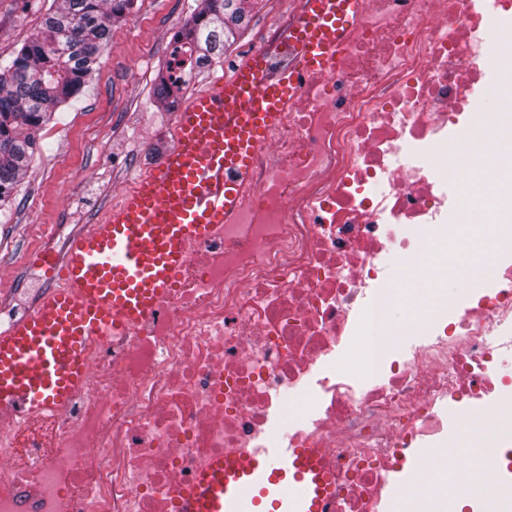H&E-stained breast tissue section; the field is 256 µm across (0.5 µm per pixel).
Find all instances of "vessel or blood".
<instances>
[{
	"label": "vessel or blood",
	"mask_w": 512,
	"mask_h": 512,
	"mask_svg": "<svg viewBox=\"0 0 512 512\" xmlns=\"http://www.w3.org/2000/svg\"><path fill=\"white\" fill-rule=\"evenodd\" d=\"M364 0H300L286 68L250 56L177 112L174 144L105 217L66 243L61 284L0 330V411L50 414L84 388L93 349L152 315L185 265L239 204L258 149L300 79L333 67ZM333 479L318 448L218 457L179 512H330Z\"/></svg>",
	"instance_id": "1"
}]
</instances>
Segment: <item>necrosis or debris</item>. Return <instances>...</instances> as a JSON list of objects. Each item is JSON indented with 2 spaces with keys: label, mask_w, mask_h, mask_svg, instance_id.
<instances>
[{
  "label": "necrosis or debris",
  "mask_w": 512,
  "mask_h": 512,
  "mask_svg": "<svg viewBox=\"0 0 512 512\" xmlns=\"http://www.w3.org/2000/svg\"><path fill=\"white\" fill-rule=\"evenodd\" d=\"M333 71L306 75L254 156L241 206L192 246L173 288L130 335L104 344L72 405L0 412V512H177L212 459L273 442L319 448L332 512H420L390 478L406 451L512 402V234L487 247L491 275L459 270L457 298L388 343L373 332L410 256L444 248L467 201L512 224V151L482 111L505 67L487 28L512 31V0H364ZM469 140L483 176L460 181Z\"/></svg>",
  "instance_id": "obj_1"
}]
</instances>
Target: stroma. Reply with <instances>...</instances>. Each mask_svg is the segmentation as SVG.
Segmentation results:
<instances>
[{
    "mask_svg": "<svg viewBox=\"0 0 512 512\" xmlns=\"http://www.w3.org/2000/svg\"><path fill=\"white\" fill-rule=\"evenodd\" d=\"M51 0H0V61L37 32ZM267 0L224 56L192 80L197 93L256 50L264 30L285 7ZM195 0H135L113 30L112 41L81 95L62 106L42 129L30 168L10 205L0 207V268L13 272L16 289L0 294V309L26 315L41 286L37 257L45 246L63 250L69 237L96 221L173 145L176 109L155 101V78L169 58Z\"/></svg>",
    "mask_w": 512,
    "mask_h": 512,
    "instance_id": "obj_1",
    "label": "stroma"
}]
</instances>
